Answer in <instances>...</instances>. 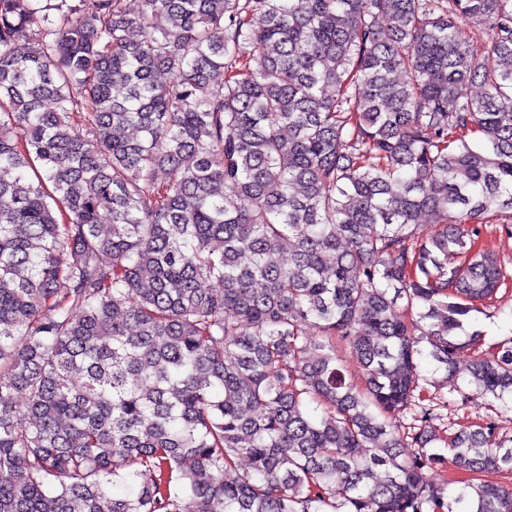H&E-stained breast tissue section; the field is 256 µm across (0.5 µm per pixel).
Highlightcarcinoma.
<instances>
[{
  "instance_id": "1",
  "label": "carcinoma",
  "mask_w": 512,
  "mask_h": 512,
  "mask_svg": "<svg viewBox=\"0 0 512 512\" xmlns=\"http://www.w3.org/2000/svg\"><path fill=\"white\" fill-rule=\"evenodd\" d=\"M511 222L512 0H0V512H512ZM490 233L487 234V244L489 247L499 253L500 257L506 263V269L510 275L512 274V234L505 230L502 231L501 226L489 227ZM496 308L491 307L483 313H472L465 323L466 334L478 331L484 343L483 348L488 345L499 342L509 336H512V319L510 312L512 311V281L505 291L503 286L498 294L501 297ZM465 333H461L463 339L468 338ZM469 362L464 359L460 362V375L454 381L446 380L443 370L432 372L434 367L423 363L421 370L431 385H425L426 395L439 397L444 395L448 399V408L440 409L441 417L434 421L437 441L431 447L440 450L448 458L447 444L443 441L448 435L465 427L482 422L486 419L495 420L501 437L512 438V402L510 395L503 400H497L491 396L482 397L473 395V387L468 384L470 379L467 368ZM448 381V382H447ZM470 394V400L461 403V394L457 391ZM511 407V408H510ZM425 477L432 484L445 488L448 493L459 487L461 484L456 482L466 479L467 474L457 469L449 460L434 469L425 471Z\"/></svg>"
}]
</instances>
